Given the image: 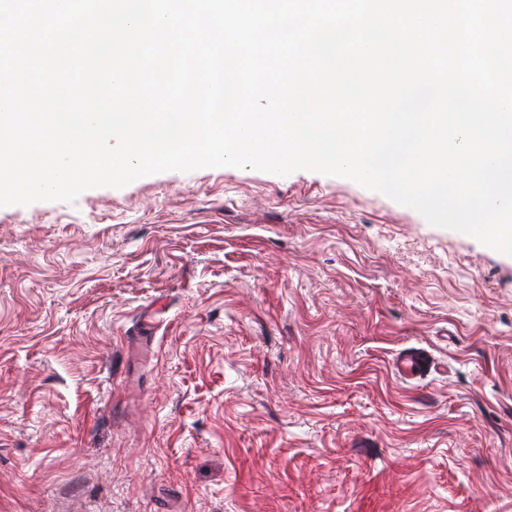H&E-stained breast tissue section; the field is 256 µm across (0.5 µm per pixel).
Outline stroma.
Instances as JSON below:
<instances>
[{"mask_svg": "<svg viewBox=\"0 0 512 512\" xmlns=\"http://www.w3.org/2000/svg\"><path fill=\"white\" fill-rule=\"evenodd\" d=\"M0 512H512V256L306 170L0 207ZM428 367V359L422 352H410L398 358L395 370L401 379L409 380L422 375Z\"/></svg>", "mask_w": 512, "mask_h": 512, "instance_id": "35a3bbf8", "label": "stroma"}]
</instances>
